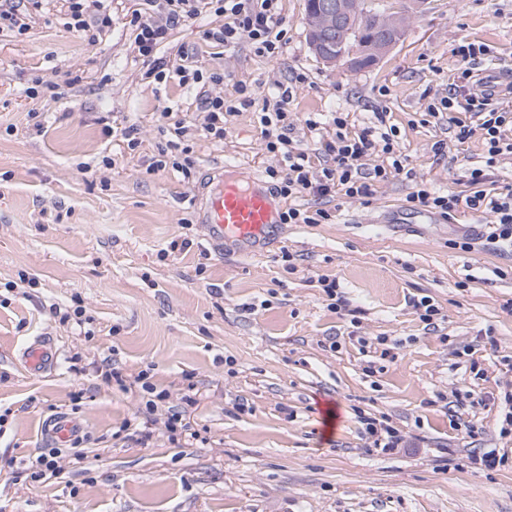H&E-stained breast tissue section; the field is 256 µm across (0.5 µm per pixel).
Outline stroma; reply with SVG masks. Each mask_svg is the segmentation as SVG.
<instances>
[{
  "label": "stroma",
  "instance_id": "35a3bbf8",
  "mask_svg": "<svg viewBox=\"0 0 512 512\" xmlns=\"http://www.w3.org/2000/svg\"><path fill=\"white\" fill-rule=\"evenodd\" d=\"M61 6L44 0L26 35L0 33V512H512V436H500L493 400L512 386V276L497 274L512 267V249H450L483 216L463 207L448 221L405 203L421 180L472 193L480 136L458 141L447 114H424L447 96L460 45H484L473 71L494 61L512 78V0H433L381 64L362 70L316 60L304 0H281L288 41L274 58L245 39L212 47L204 33L221 19L210 12L175 28L164 55L223 74L225 99L242 84L290 86L299 147L320 149L302 122L310 112L345 113L351 133L381 112L399 130L410 176L374 184L365 203L337 196L330 223L283 225L254 257L232 245L215 252L192 200L223 163L259 176L280 166L257 112L231 116L224 140L207 137L198 86L172 71L144 76L130 24L140 0H112V26L93 45L67 28ZM46 79L73 85L61 99L31 95ZM166 108L192 123L191 178L150 169ZM131 125L133 150L120 136ZM175 239L189 248L167 254ZM324 275L357 321L327 309ZM423 297L446 316L437 330L418 319ZM79 305L80 326L64 318ZM38 336L52 337L59 361L34 374L22 351ZM382 336L395 360L376 359ZM106 357L125 386L95 374ZM143 370L169 395L151 412ZM469 393L486 404L450 411ZM185 394L196 399L186 413L196 437L174 443L168 408ZM359 408L413 448L371 452ZM61 411L82 424L80 441L62 449L59 478L35 480L42 424ZM142 417L153 431L145 444L123 429ZM476 448L509 461L473 468Z\"/></svg>",
  "mask_w": 512,
  "mask_h": 512
}]
</instances>
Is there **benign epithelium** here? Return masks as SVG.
I'll use <instances>...</instances> for the list:
<instances>
[{"label": "benign epithelium", "instance_id": "obj_1", "mask_svg": "<svg viewBox=\"0 0 512 512\" xmlns=\"http://www.w3.org/2000/svg\"><path fill=\"white\" fill-rule=\"evenodd\" d=\"M426 5L427 0H397L393 7L376 14L370 11L369 0H324L317 22L307 25V34L320 60L328 65L341 61L353 68L367 62L374 65L395 47L400 31L408 26L412 13L423 10ZM371 16L374 17L379 36L373 40L365 55L348 53L346 37L358 31V26L365 24ZM322 30H334L341 34L336 41V50L326 49V45L316 39Z\"/></svg>", "mask_w": 512, "mask_h": 512}]
</instances>
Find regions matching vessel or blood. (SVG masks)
<instances>
[{"instance_id": "1", "label": "vessel or blood", "mask_w": 512, "mask_h": 512, "mask_svg": "<svg viewBox=\"0 0 512 512\" xmlns=\"http://www.w3.org/2000/svg\"><path fill=\"white\" fill-rule=\"evenodd\" d=\"M200 222L211 247L220 249L231 243L254 256L276 240L281 230L280 210L269 190L257 177L230 170L219 177L205 199ZM24 359L31 369L48 370L55 365L56 353L51 342L41 336L27 349ZM79 432L77 423L62 415L47 422L43 436L51 447L65 448Z\"/></svg>"}]
</instances>
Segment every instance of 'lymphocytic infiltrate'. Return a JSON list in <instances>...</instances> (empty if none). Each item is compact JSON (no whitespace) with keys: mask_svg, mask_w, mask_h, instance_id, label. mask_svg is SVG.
<instances>
[{"mask_svg":"<svg viewBox=\"0 0 512 512\" xmlns=\"http://www.w3.org/2000/svg\"><path fill=\"white\" fill-rule=\"evenodd\" d=\"M65 2L68 8L67 26L75 32L84 35L94 29L102 30L112 23V15L107 10L105 0ZM206 6L212 7L215 15L225 19L222 26L205 32L206 40L215 46L223 48L245 38L254 44L257 53L273 57L278 55L288 41L287 29L276 20L277 0H164L163 20L154 19L148 11L135 13L131 20L136 32L137 51L149 64L148 75L159 79L165 70L172 69L185 83L207 82L218 85L223 82V74L206 76L201 70L171 64L170 60L160 55L172 31L196 19ZM473 83L472 71L465 64L454 77L448 97L428 109L429 116L433 118L444 110L454 112L458 139L481 135L485 146V161L483 165L468 171L472 194L462 198L453 193L437 191L420 181L414 184L406 203L409 210L430 212L445 219L453 218L462 206L484 214L487 222L482 227V236L486 242L498 247H512V184L503 186L493 194L487 193L484 188L485 183L494 176L501 158L512 156V110L493 106L490 93L473 92ZM237 93L238 97L233 101L224 100L220 95L205 96L204 130L213 138L224 139L228 133V115L260 107L265 148L267 152L280 156L288 168V174L284 177L280 176L276 168H267L271 190L276 196L295 201L294 206L283 211V223H325L330 218L328 210H308L299 206V199L306 196L331 199L341 192L348 198L365 202L373 194V182L387 181L403 174L406 169L404 157L394 152L396 127H389L379 133L374 127L368 126L360 132L349 134L344 130L346 121L338 112L333 113L326 122L311 114L304 119L306 127L316 133L326 123L335 129L334 135L321 143L325 159L322 168L314 169L311 154L294 145L289 136L294 128L290 88L278 84L271 91L262 93L241 85ZM158 122L169 139L165 148L160 150L158 160L153 163L154 170L169 167L181 172L184 177H191V147L185 141L189 130L186 119L173 116L172 112L166 110L160 112ZM377 150L390 155L391 161L385 165H375L371 181H364L361 176L362 162Z\"/></svg>","mask_w":512,"mask_h":512,"instance_id":"lymphocytic-infiltrate-1","label":"lymphocytic infiltrate"}]
</instances>
